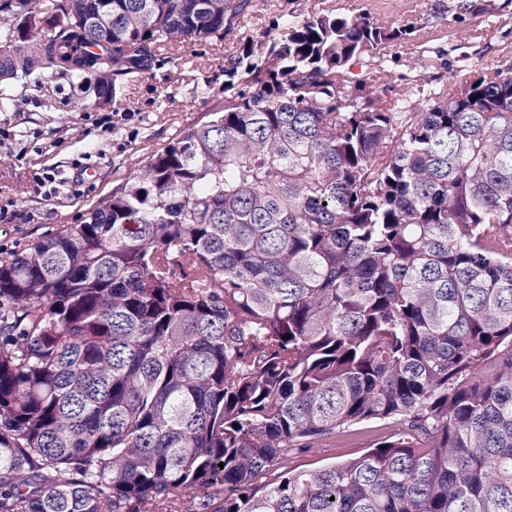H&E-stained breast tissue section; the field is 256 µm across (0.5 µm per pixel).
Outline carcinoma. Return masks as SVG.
<instances>
[{
    "instance_id": "obj_1",
    "label": "carcinoma",
    "mask_w": 512,
    "mask_h": 512,
    "mask_svg": "<svg viewBox=\"0 0 512 512\" xmlns=\"http://www.w3.org/2000/svg\"><path fill=\"white\" fill-rule=\"evenodd\" d=\"M303 2L0 4L1 82L225 44L213 119L0 258V512H512V58L454 86L423 24ZM258 10L251 16L241 20L239 24L240 34L243 36L259 37L266 31L269 19L284 9L285 0H259ZM263 1V2H262ZM385 53L389 58L388 64L393 81L395 83H400L398 77L403 73L409 72L408 67L412 62L409 50L407 47H401L398 45L387 48ZM395 428L384 421H367L347 432L325 438L313 448L295 453L287 466L297 470L315 469L343 462L365 453L378 439L393 433Z\"/></svg>"
}]
</instances>
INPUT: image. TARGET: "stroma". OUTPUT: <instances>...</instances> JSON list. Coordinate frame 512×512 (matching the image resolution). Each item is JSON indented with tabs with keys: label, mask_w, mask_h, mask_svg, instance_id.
<instances>
[{
	"label": "stroma",
	"mask_w": 512,
	"mask_h": 512,
	"mask_svg": "<svg viewBox=\"0 0 512 512\" xmlns=\"http://www.w3.org/2000/svg\"><path fill=\"white\" fill-rule=\"evenodd\" d=\"M441 0H338L344 11L368 10L388 21L426 23L429 38L448 51V78L469 72L457 48L487 66L512 55V0H473L463 19L440 15ZM223 48L184 44L170 62L99 103L92 81L67 74L24 85L0 83V257L79 224L113 189L132 179L147 158L186 128L208 120L224 103ZM367 421L295 453L298 470L343 462L393 433Z\"/></svg>",
	"instance_id": "obj_1"
}]
</instances>
